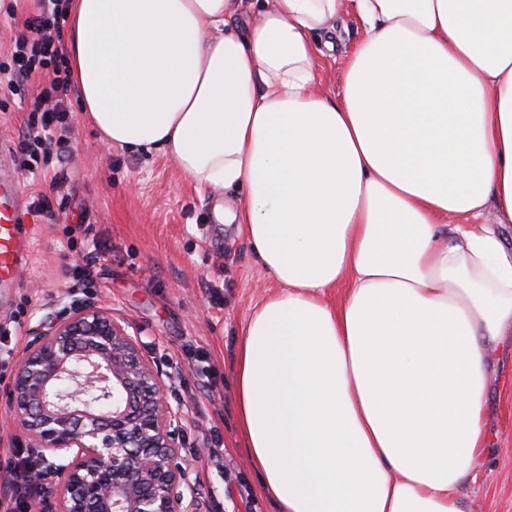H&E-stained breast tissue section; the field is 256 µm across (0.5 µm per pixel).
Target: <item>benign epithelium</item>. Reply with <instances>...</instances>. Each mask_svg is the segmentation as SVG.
<instances>
[{"instance_id":"obj_1","label":"benign epithelium","mask_w":512,"mask_h":512,"mask_svg":"<svg viewBox=\"0 0 512 512\" xmlns=\"http://www.w3.org/2000/svg\"><path fill=\"white\" fill-rule=\"evenodd\" d=\"M166 377L133 326L101 306H72L17 361L11 406L40 512H183L194 492L185 429Z\"/></svg>"}]
</instances>
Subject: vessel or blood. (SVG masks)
<instances>
[{"instance_id": "vessel-or-blood-1", "label": "vessel or blood", "mask_w": 512, "mask_h": 512, "mask_svg": "<svg viewBox=\"0 0 512 512\" xmlns=\"http://www.w3.org/2000/svg\"><path fill=\"white\" fill-rule=\"evenodd\" d=\"M25 210L15 182L0 185V280L17 278L26 261L29 242L21 234Z\"/></svg>"}]
</instances>
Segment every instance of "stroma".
I'll return each mask as SVG.
<instances>
[{
  "instance_id": "35a3bbf8",
  "label": "stroma",
  "mask_w": 512,
  "mask_h": 512,
  "mask_svg": "<svg viewBox=\"0 0 512 512\" xmlns=\"http://www.w3.org/2000/svg\"><path fill=\"white\" fill-rule=\"evenodd\" d=\"M334 33L336 48L318 79L336 94L362 29L347 11L336 18ZM72 116L65 153L49 161L57 185L0 163V172L20 181L31 240L23 274L0 298V330L10 315L19 320L14 356L0 360V454L22 436L9 404L16 356L64 308L102 305L133 325L144 354L169 373L166 399L183 416L186 454L215 438L223 445L220 462L206 456L196 462L191 480L199 493L185 497L184 512H274L235 445L233 374L240 329L275 282L236 225L218 222L215 197L186 185L169 157L104 145L80 105ZM38 191L50 198V212L35 213ZM92 239L100 254L85 249ZM77 266L87 268L89 279L74 276ZM213 287L222 289L223 302L211 301ZM201 352L210 363L206 382L193 370ZM491 368L486 418L493 446L466 501L471 512H512V355L495 358Z\"/></svg>"
}]
</instances>
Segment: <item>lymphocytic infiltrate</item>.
Instances as JSON below:
<instances>
[{"label": "lymphocytic infiltrate", "mask_w": 512, "mask_h": 512, "mask_svg": "<svg viewBox=\"0 0 512 512\" xmlns=\"http://www.w3.org/2000/svg\"><path fill=\"white\" fill-rule=\"evenodd\" d=\"M69 0H39V12L11 38L9 61L0 63L8 91L24 95L30 81L40 89L15 154L22 170L37 172L49 156L61 153L72 133L69 119L71 71L63 43ZM35 462L21 448L0 462V512H28L36 491Z\"/></svg>", "instance_id": "f902f5d3"}]
</instances>
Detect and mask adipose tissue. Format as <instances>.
Wrapping results in <instances>:
<instances>
[{"instance_id": "ef3b65f1", "label": "adipose tissue", "mask_w": 512, "mask_h": 512, "mask_svg": "<svg viewBox=\"0 0 512 512\" xmlns=\"http://www.w3.org/2000/svg\"><path fill=\"white\" fill-rule=\"evenodd\" d=\"M71 0L109 146L221 195L276 282L244 324L239 441L277 512H467L512 335V0ZM353 9L339 95L319 87ZM347 289L341 302L330 293Z\"/></svg>"}]
</instances>
